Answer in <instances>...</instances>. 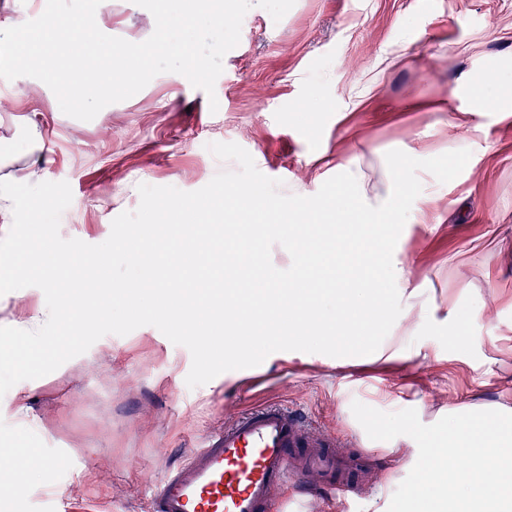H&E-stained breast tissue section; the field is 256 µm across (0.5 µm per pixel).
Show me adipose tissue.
<instances>
[{
	"instance_id": "adipose-tissue-1",
	"label": "adipose tissue",
	"mask_w": 512,
	"mask_h": 512,
	"mask_svg": "<svg viewBox=\"0 0 512 512\" xmlns=\"http://www.w3.org/2000/svg\"><path fill=\"white\" fill-rule=\"evenodd\" d=\"M470 100L473 112H512V78L494 82L487 79L467 81L462 87ZM336 183L353 189L354 196L349 217L355 218L361 228L356 245L335 255V262L350 269L356 275L351 288L337 292L338 314L354 313L360 320H371L377 310L390 308L389 297L381 295L380 277L402 282L404 271L394 258V245L398 228L403 224L418 222L422 207L400 212L397 201L401 196L413 193L414 184L400 160L387 159L378 179H371L364 172L359 158L353 157L336 163ZM59 274L48 280L56 298V309L77 317L83 331H92L100 319L97 310L88 307L79 292L76 280L86 271L102 268L104 254H85L73 250L55 255ZM285 312L293 320L299 336L318 331L321 315L317 307L304 302L302 295L262 301L244 308L240 300L232 296L224 298L225 356H232L250 344V332L258 327H270L272 312Z\"/></svg>"
}]
</instances>
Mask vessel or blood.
Masks as SVG:
<instances>
[{
    "instance_id": "obj_1",
    "label": "vessel or blood",
    "mask_w": 512,
    "mask_h": 512,
    "mask_svg": "<svg viewBox=\"0 0 512 512\" xmlns=\"http://www.w3.org/2000/svg\"><path fill=\"white\" fill-rule=\"evenodd\" d=\"M311 475L323 477L341 504L369 484L360 458L268 404L210 431L163 475L148 512H282L278 490Z\"/></svg>"
}]
</instances>
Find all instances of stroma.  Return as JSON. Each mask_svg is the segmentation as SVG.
Listing matches in <instances>:
<instances>
[{"label":"stroma","instance_id":"stroma-1","mask_svg":"<svg viewBox=\"0 0 512 512\" xmlns=\"http://www.w3.org/2000/svg\"><path fill=\"white\" fill-rule=\"evenodd\" d=\"M95 18L133 43L152 34L151 13L134 0H103ZM511 64L512 0H296L277 22L250 8L211 97L162 73L85 122L37 79L0 78L14 102L0 122V179L68 182L65 239L104 242L113 219L138 207V184L195 191L237 170L208 151L212 142L242 146L285 194L318 192L330 177L316 162L324 154L373 166L400 155L435 194L429 223L402 227V312L418 323L406 340L392 327L382 343L392 358L278 351L259 369L192 389L189 350L156 327L106 335L26 381V411L0 397V448L17 460L0 512H64L68 503L146 512L167 467L263 402L370 457L373 488L345 510L305 482L283 489L286 512H387L418 447L370 439L353 401L412 408L426 425L460 410H512V113L462 120L446 109L465 78ZM42 146L53 159L45 169ZM482 305L492 316L476 317Z\"/></svg>","mask_w":512,"mask_h":512}]
</instances>
